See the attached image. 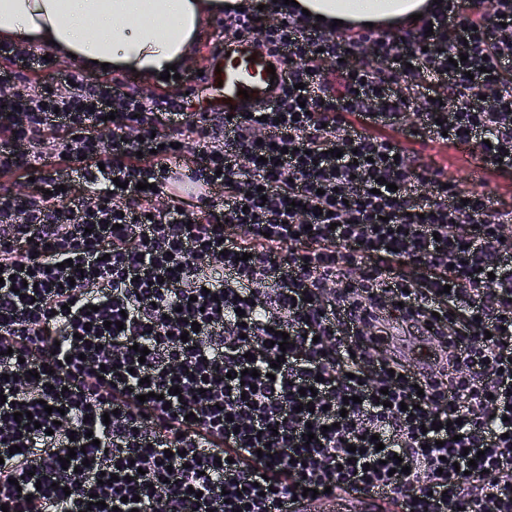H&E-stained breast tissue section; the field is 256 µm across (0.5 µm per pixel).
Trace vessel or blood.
Instances as JSON below:
<instances>
[{
    "instance_id": "1",
    "label": "vessel or blood",
    "mask_w": 512,
    "mask_h": 512,
    "mask_svg": "<svg viewBox=\"0 0 512 512\" xmlns=\"http://www.w3.org/2000/svg\"><path fill=\"white\" fill-rule=\"evenodd\" d=\"M285 67L274 61L250 36L225 43L212 55L205 75L210 108L250 112L273 101L284 82ZM306 512H396L387 492L376 489L365 496L330 498L321 508L307 506Z\"/></svg>"
}]
</instances>
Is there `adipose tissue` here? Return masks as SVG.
<instances>
[{
	"label": "adipose tissue",
	"mask_w": 512,
	"mask_h": 512,
	"mask_svg": "<svg viewBox=\"0 0 512 512\" xmlns=\"http://www.w3.org/2000/svg\"><path fill=\"white\" fill-rule=\"evenodd\" d=\"M226 0H0V42L41 49L93 68L101 62L152 80L188 60ZM326 22L389 27L427 0H297Z\"/></svg>",
	"instance_id": "1"
}]
</instances>
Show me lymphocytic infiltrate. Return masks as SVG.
Masks as SVG:
<instances>
[{"instance_id": "obj_1", "label": "lymphocytic infiltrate", "mask_w": 512, "mask_h": 512, "mask_svg": "<svg viewBox=\"0 0 512 512\" xmlns=\"http://www.w3.org/2000/svg\"><path fill=\"white\" fill-rule=\"evenodd\" d=\"M276 12L224 11L288 70L231 116L77 67L17 92L37 57L0 46L9 512H280L375 487L399 512H512V211L404 146L512 175V0L387 29ZM404 146L413 151L420 161L433 169H441L448 179L468 177V187L477 183V176L474 171V160L468 152L453 145L448 146L439 143H408Z\"/></svg>"}]
</instances>
